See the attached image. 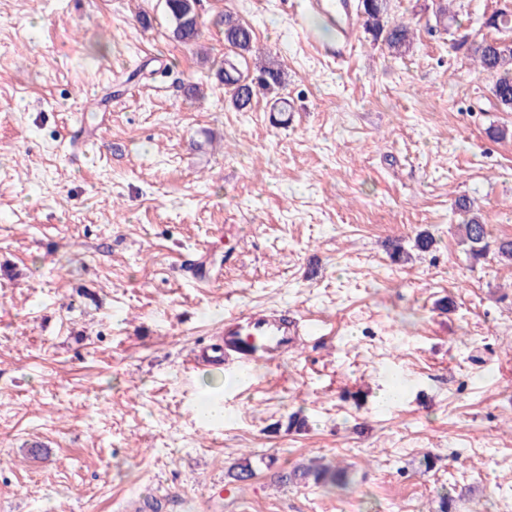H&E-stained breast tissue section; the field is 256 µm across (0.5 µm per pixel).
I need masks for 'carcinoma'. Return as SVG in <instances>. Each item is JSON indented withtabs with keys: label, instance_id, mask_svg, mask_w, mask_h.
I'll use <instances>...</instances> for the list:
<instances>
[{
	"label": "carcinoma",
	"instance_id": "1",
	"mask_svg": "<svg viewBox=\"0 0 512 512\" xmlns=\"http://www.w3.org/2000/svg\"><path fill=\"white\" fill-rule=\"evenodd\" d=\"M385 0H362L360 5L363 27L373 40L380 41L395 58L408 55L413 47L411 27L387 15ZM197 0H165V10L171 25L172 36L186 45H195L201 37V22L196 9ZM224 42L244 59L253 52L254 36L251 27L230 14L224 15ZM457 48H464L477 64L478 69L493 79L490 88L495 106L503 112H512V40L502 38L463 40ZM258 75L251 78L234 64L219 65L215 76L224 84L234 108L239 112L250 110L255 95L280 86L281 71L268 63L256 65ZM457 212L465 216L459 224L466 258L475 262L494 257L512 262V238H494L488 225L467 197L455 201ZM288 482L323 487H345L349 483L345 471L337 472L328 466L311 462L298 466L285 476Z\"/></svg>",
	"mask_w": 512,
	"mask_h": 512
}]
</instances>
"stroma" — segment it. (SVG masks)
<instances>
[{
    "instance_id": "1",
    "label": "stroma",
    "mask_w": 512,
    "mask_h": 512,
    "mask_svg": "<svg viewBox=\"0 0 512 512\" xmlns=\"http://www.w3.org/2000/svg\"><path fill=\"white\" fill-rule=\"evenodd\" d=\"M292 2L199 0L193 47L164 0H0V512H512V263L467 262L454 213L512 237V112L454 47L502 0H387L413 51L340 64ZM227 12L283 72L247 112ZM248 308L318 329L244 385L189 369ZM315 457L348 489L275 483Z\"/></svg>"
}]
</instances>
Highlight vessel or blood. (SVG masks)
Listing matches in <instances>:
<instances>
[{
	"label": "vessel or blood",
	"instance_id": "vessel-or-blood-1",
	"mask_svg": "<svg viewBox=\"0 0 512 512\" xmlns=\"http://www.w3.org/2000/svg\"><path fill=\"white\" fill-rule=\"evenodd\" d=\"M310 7L334 22L336 31L335 41L312 39L316 52L333 59L344 57L356 37L359 20L354 0H310ZM302 338L297 322L290 320L287 312L236 311L226 316L221 340L194 353L192 366L202 369L221 364L230 371H246L281 360Z\"/></svg>",
	"mask_w": 512,
	"mask_h": 512
}]
</instances>
